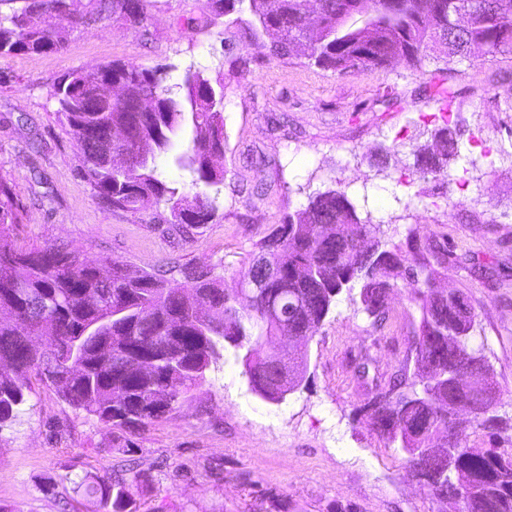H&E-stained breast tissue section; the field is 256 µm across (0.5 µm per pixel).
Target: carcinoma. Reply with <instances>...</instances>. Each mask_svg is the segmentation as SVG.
Instances as JSON below:
<instances>
[{"label": "carcinoma", "mask_w": 512, "mask_h": 512, "mask_svg": "<svg viewBox=\"0 0 512 512\" xmlns=\"http://www.w3.org/2000/svg\"><path fill=\"white\" fill-rule=\"evenodd\" d=\"M0 12V57L56 53L64 35L111 20L145 25L152 0H19ZM304 0H204L207 20L248 12L246 33L287 60L303 51L334 72H366L401 61L411 70L428 59L449 65L483 43L486 53L512 54V0H487L484 15L465 31H451L454 15L473 0H318L325 23L309 26ZM448 31L447 47L435 53L432 33ZM172 67L140 68L120 60L88 71L73 70L54 84L51 96L81 158V171L110 207L154 211L163 224H207L219 212L224 170V85L189 69L175 94L165 84ZM106 82L126 96L99 93ZM461 129L449 122L434 133L435 146L415 154L414 173L467 183L449 170L458 156ZM186 171L190 179H161L156 159ZM165 206L167 212L160 211ZM20 206L0 179V428L27 402L31 376L53 388L73 410L114 430L134 433L167 416L205 380L229 344L241 355L251 390L281 402L286 378L304 377L305 353L279 359L265 347L284 336L310 339L357 282L362 310L381 328L398 283L411 292L420 318L401 373L368 401L372 431L406 455L410 473L461 512H512V423L496 414L498 391L484 357L469 346L476 313L462 315L451 298H439L436 281L448 270V246L409 234L406 249L386 248L370 235L347 195L328 188L282 217L256 243L234 293L224 280L191 264L171 267L172 277L110 263L109 274L63 247L25 249L12 234ZM482 371L483 386L456 385L459 364ZM468 410L470 423L494 441L469 448L465 428L452 418ZM442 442L444 450L432 448ZM141 475L106 474L83 482L95 512H139Z\"/></svg>", "instance_id": "obj_1"}]
</instances>
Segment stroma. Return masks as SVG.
<instances>
[{
	"mask_svg": "<svg viewBox=\"0 0 512 512\" xmlns=\"http://www.w3.org/2000/svg\"><path fill=\"white\" fill-rule=\"evenodd\" d=\"M203 0H155L145 27L110 23L69 36L57 53L0 57V178L21 206L18 246L62 244L163 273L179 261L213 269L235 288L255 244L315 191H344L389 245L408 233L448 243L440 288L463 291L477 319L469 343L512 417V175L485 151L512 152V57L397 62L335 73L305 57L269 56L242 26L203 22ZM195 18L184 27L182 19ZM250 60L233 69L224 48ZM231 55V56H232ZM119 59L170 65L169 84L194 67L224 83L220 217L188 234L152 213L115 211L84 178L78 149L50 93L59 76ZM450 112L464 135L452 166L470 185L412 177L414 153ZM420 312L407 288L390 318H371L341 292L305 352L301 387L282 403L253 394L233 348L166 419L133 435L146 488L140 512H437L405 456L385 447L360 409L404 365ZM123 442L96 417L33 382L19 417L0 429V503L14 512H92L80 477L119 469ZM57 483L42 494L45 478Z\"/></svg>",
	"mask_w": 512,
	"mask_h": 512,
	"instance_id": "obj_1",
	"label": "stroma"
}]
</instances>
